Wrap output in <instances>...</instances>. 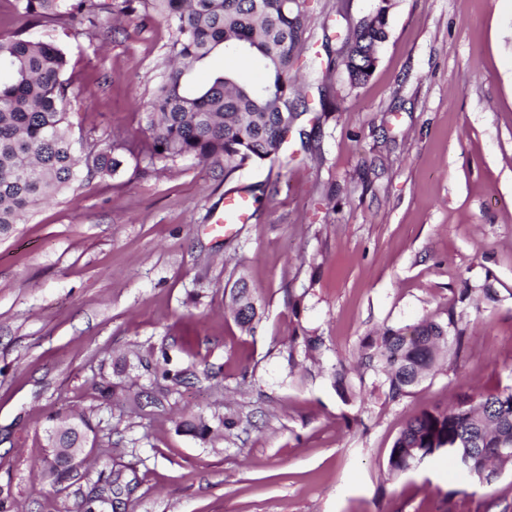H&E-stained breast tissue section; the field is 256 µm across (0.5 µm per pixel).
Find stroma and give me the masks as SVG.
Segmentation results:
<instances>
[{
	"mask_svg": "<svg viewBox=\"0 0 512 512\" xmlns=\"http://www.w3.org/2000/svg\"><path fill=\"white\" fill-rule=\"evenodd\" d=\"M389 38L351 84L341 40L380 2ZM298 65L309 110L279 161L232 176L194 159L148 163L140 108L165 70L171 29L153 14L94 35L41 23L78 95L75 151L128 145L114 175L74 186L0 236V499L9 512H85L103 469L134 489L116 512H512V468L460 476L446 452L388 470L421 410L512 388V0H305ZM249 223L212 225L227 193ZM246 277L264 314L245 333L227 308ZM489 286L496 301L460 302ZM454 318L462 353L389 400L373 370L343 400L331 373L356 367L386 327ZM322 337L316 358L291 339ZM163 345L209 371L149 404L129 351ZM296 367H289V359ZM110 382L114 398L100 387ZM94 426L92 459L53 487L47 430ZM240 419L202 441L195 415Z\"/></svg>",
	"mask_w": 512,
	"mask_h": 512,
	"instance_id": "1",
	"label": "stroma"
}]
</instances>
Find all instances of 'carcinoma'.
I'll return each instance as SVG.
<instances>
[{
	"mask_svg": "<svg viewBox=\"0 0 512 512\" xmlns=\"http://www.w3.org/2000/svg\"><path fill=\"white\" fill-rule=\"evenodd\" d=\"M22 13L35 23L54 21L64 26L81 19L87 29L100 27L102 13L131 15L152 11L173 29V65L145 105L150 143L149 161L193 157L224 165L229 178L248 163L279 159L294 119L309 110L295 88L293 71L306 41L308 15L302 0H17ZM388 38V14L383 6L362 19L343 41L344 66L359 85L375 69L371 53ZM225 51L257 68L260 77L244 79L235 72L214 71L200 82L196 72L210 57ZM64 50L21 30L0 41V235L20 224L46 197L69 189L76 181H91L115 173L122 165L116 141L91 145V162L78 167L69 134L68 115L75 96L65 78ZM230 311L241 329L253 330L261 304L243 277L231 291ZM448 321L424 319L404 328H387L364 343V365L380 377L387 397L408 396L437 364L440 349L448 348ZM160 352L162 362L151 363ZM133 352L130 366L153 369L157 396L168 399L190 379L194 365L172 362L167 349ZM212 426L200 416L182 424L205 440L214 431L238 424L219 415ZM91 429L82 417L75 429L49 432L52 483L71 478L73 466L64 448H77ZM512 436V391L466 396L452 409H424L402 428L388 458L389 471L406 472L426 458L453 450L462 440L476 442L479 467L467 476L490 483L497 469L512 465L496 452L501 437ZM127 486L114 478L89 500L86 512L114 505Z\"/></svg>",
	"mask_w": 512,
	"mask_h": 512,
	"instance_id": "obj_1",
	"label": "carcinoma"
}]
</instances>
